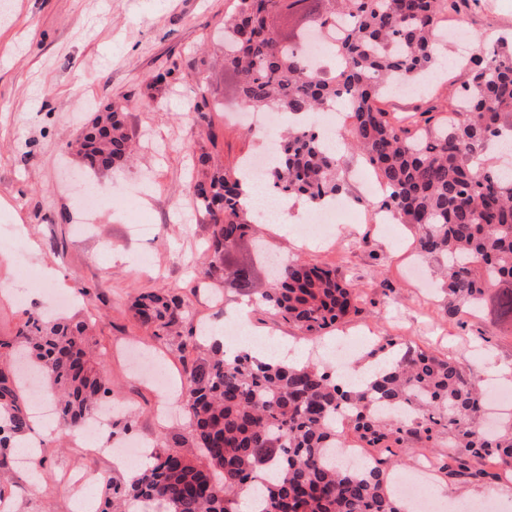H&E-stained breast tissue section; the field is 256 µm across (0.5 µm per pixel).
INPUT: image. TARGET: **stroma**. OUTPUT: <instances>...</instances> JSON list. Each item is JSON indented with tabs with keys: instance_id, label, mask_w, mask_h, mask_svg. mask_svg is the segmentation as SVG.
Here are the masks:
<instances>
[{
	"instance_id": "1",
	"label": "stroma",
	"mask_w": 512,
	"mask_h": 512,
	"mask_svg": "<svg viewBox=\"0 0 512 512\" xmlns=\"http://www.w3.org/2000/svg\"><path fill=\"white\" fill-rule=\"evenodd\" d=\"M233 0H0V338L13 336L39 294H13L21 275L50 276L56 286L79 297L67 316L96 320L93 342L114 389L127 407L133 438L174 439L188 431L184 419L156 412L181 392L183 362L192 351L177 337L157 339L135 321L130 306L145 291L181 295L189 319L223 329L248 297L247 287L221 284L223 306L207 303L200 267L211 226L196 211L190 185L196 155L215 133L216 161L235 170L239 160L262 151L264 138L230 121L242 102L235 77L205 70L201 58L222 54V25ZM441 32L461 29L479 37L512 32V0H473L440 24ZM164 82H155L157 74ZM467 78L455 54L442 59L426 90L409 99L386 98L382 108L402 114L448 108L449 91ZM223 104V111L195 112L194 95ZM117 100L138 143L131 166L88 172L75 151L78 136L97 109ZM344 187L337 202L345 224L331 243L313 246L298 224H256L229 257L252 264L253 246L263 242L269 258L301 260L336 269L359 288L365 302L347 317L326 344L347 336L363 339L356 362L385 336L411 337L414 347L452 357L485 380L487 397L512 391V335L484 315L451 318L444 286L428 280L417 288L410 268L419 264L416 233L407 224H378V200L362 201L352 168L360 156L340 151ZM91 175L105 196L93 223L81 224L76 179ZM144 222L151 237L138 238L130 225ZM253 334L275 332L304 351L310 335L273 311L253 308ZM53 453L43 467L44 485L25 470L11 474L15 512H74L56 480L66 468L86 466L80 446L53 434ZM452 512L491 498L497 512H512V485L451 483L440 471L422 487Z\"/></svg>"
}]
</instances>
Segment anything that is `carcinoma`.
<instances>
[{"instance_id": "carcinoma-1", "label": "carcinoma", "mask_w": 512, "mask_h": 512, "mask_svg": "<svg viewBox=\"0 0 512 512\" xmlns=\"http://www.w3.org/2000/svg\"><path fill=\"white\" fill-rule=\"evenodd\" d=\"M466 0H291L288 14H309L325 29L339 15L352 19L336 47L341 66L309 73L306 38H282L269 20L282 0H234L224 18V70L239 77L243 103L313 116L345 99L350 148L360 152L385 187L383 208L417 231L419 252L445 259L447 314L489 307L512 328V175L489 162L493 142L512 139V39L480 42L467 60L464 92L448 101V115L427 109L397 115L378 106L396 81L414 82L434 71V31ZM91 170H118L133 148L124 106L112 102L77 141ZM191 190L194 205L211 224L204 278L228 274L250 284L251 270L227 267V257L258 216L244 205L237 172H226L203 150ZM267 181L288 198L321 202L341 191L339 157L318 132L296 127L282 141ZM361 295L331 268L295 262L273 274L261 300L313 336H323L352 312ZM133 317L152 336L176 335L181 348L198 349L186 326V303L175 294L142 292ZM91 324L26 312L10 340L0 339V468L8 467L15 440L34 423L27 390L14 362L43 376L56 398L61 430L78 432L112 398V382L90 352ZM186 441L200 450L190 459L161 448L138 474L108 485L102 512L136 503L148 512H239L240 498L257 490L252 512H404L382 465L411 448H437L448 435V453L434 458L449 476L495 479L483 467L490 457L512 471V418L502 430L475 425L480 382L449 358L411 346L372 379L347 385L326 366L260 360L246 350L228 357L213 346L184 364ZM350 412L349 428L377 448L366 467L331 460L347 447L336 430V412Z\"/></svg>"}]
</instances>
